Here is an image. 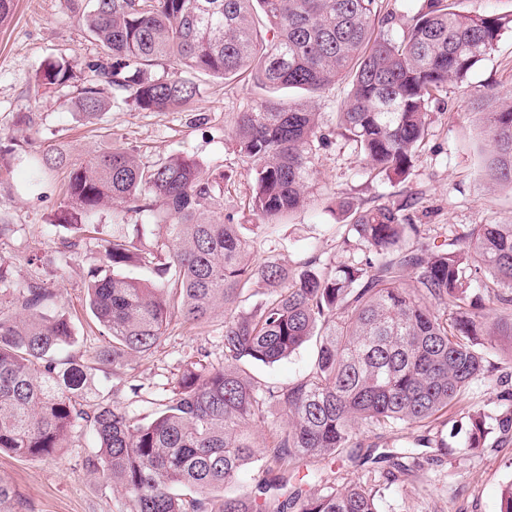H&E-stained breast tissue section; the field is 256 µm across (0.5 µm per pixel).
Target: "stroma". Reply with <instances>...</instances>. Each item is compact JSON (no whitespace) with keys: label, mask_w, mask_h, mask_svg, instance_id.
<instances>
[{"label":"stroma","mask_w":512,"mask_h":512,"mask_svg":"<svg viewBox=\"0 0 512 512\" xmlns=\"http://www.w3.org/2000/svg\"><path fill=\"white\" fill-rule=\"evenodd\" d=\"M67 55L77 61L103 56L99 42L88 37L65 0H13L8 20L0 25V142L23 134L30 151L47 145L61 148L65 165L46 170L32 183L26 155L10 159L0 169V220L12 230L0 237V267L22 282L42 274L56 294V306L74 322L77 342L71 355L88 361L102 345L96 324L86 307L88 270L99 264L102 243L84 240L78 252L61 254L51 221L63 198L68 172L90 155L117 144L134 150L151 164L185 153L203 166L223 169L224 188L215 197L214 210L225 221L252 225L260 218L252 210L253 178L231 137L238 113L248 111L266 94L252 79L205 77L203 93L189 109L149 112L112 92L110 107L100 121L89 123L77 114L76 89L63 85L35 94V74L48 58ZM493 86L498 96L482 99ZM347 86L339 82L311 94L296 88L275 90L274 100L312 106L318 114L320 146L305 204L262 233L254 261L273 259L295 268L312 260L319 265L340 261L338 250L342 216L337 201L366 209L396 205L407 197L417 204L408 215L425 224L436 243L451 239L469 224H512V193L489 189L483 173L488 146L478 115L512 100V29H506L494 48L461 84H449L427 105L428 131L405 180L388 178L366 165L352 139L336 127V107ZM29 115L20 127L19 114ZM224 316L185 326L171 324L151 354L132 363L122 385H140L163 398L168 381L184 364L206 352L213 364L223 360ZM307 344L281 362L251 370L257 386H282L304 376L314 357ZM494 372L486 374L466 397L421 430H383V444H409L417 434L430 436L435 447L423 449L419 462L397 484L381 489L379 512H499L502 488L512 482V444L487 439L471 448L469 415L481 409L498 414L508 407L500 398L499 378L512 374V354L494 352ZM94 451L90 432L70 438L52 458H25L0 453V474L14 485L20 512H126L122 490L90 472L85 461ZM372 482L373 464L349 461L300 463L293 478L319 493L336 475Z\"/></svg>","instance_id":"obj_1"}]
</instances>
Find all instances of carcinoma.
Returning a JSON list of instances; mask_svg holds the SVG:
<instances>
[{
	"instance_id": "carcinoma-1",
	"label": "carcinoma",
	"mask_w": 512,
	"mask_h": 512,
	"mask_svg": "<svg viewBox=\"0 0 512 512\" xmlns=\"http://www.w3.org/2000/svg\"><path fill=\"white\" fill-rule=\"evenodd\" d=\"M105 58L77 69L62 56L37 73L38 86L76 84L74 106L92 123L107 111L108 90L128 93L138 108H187L199 75L250 73L269 88L316 93L347 81L337 126L370 167L406 178L427 128L426 105L450 82L464 83L512 28V18L459 13L454 0H422L399 38L384 28L382 0H66ZM169 72L148 75L152 66ZM491 149L486 172L512 190V104L483 113ZM234 138L253 175L252 210L271 224L303 205L317 138L308 106L266 100L238 114ZM64 163L51 149L31 157L34 180ZM224 173L188 156L152 165L121 146L99 152L71 172L54 223L61 249L101 234L104 264L88 271L87 297L104 345L85 363L67 354L72 321L52 311L56 294L33 276L0 305V450L48 458L87 429L93 472L119 484L128 512H377L375 492L334 483L318 494L288 476L299 461L371 459L379 429L424 427L461 401L493 369L491 351L512 352V224H474L446 244L397 206L353 209L339 250L364 255L288 270L248 261L255 240L242 224L213 210ZM158 214L155 246L142 224L93 223L105 210ZM130 268H147L139 279ZM266 285L258 293L254 282ZM486 292L495 316L483 312ZM252 303L249 312L240 305ZM224 309V362L190 360L148 421L112 389L100 398L97 372L120 377L160 345L172 321L205 322ZM316 353L306 375L259 389L248 367L274 365L308 342ZM275 404L288 417L259 448L255 429ZM470 446L495 426L512 444V410L470 415ZM369 454L361 455V449ZM406 453L386 449L379 478L407 474ZM266 460L256 503L250 494L212 495L244 467ZM16 491L0 476V512H15Z\"/></svg>"
}]
</instances>
